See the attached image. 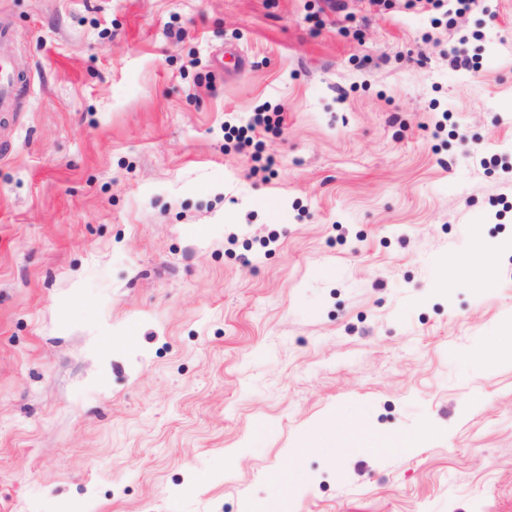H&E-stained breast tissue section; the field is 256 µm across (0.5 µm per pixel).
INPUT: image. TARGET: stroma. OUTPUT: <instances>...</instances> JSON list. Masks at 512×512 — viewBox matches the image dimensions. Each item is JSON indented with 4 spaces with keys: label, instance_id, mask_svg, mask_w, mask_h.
<instances>
[{
    "label": "stroma",
    "instance_id": "stroma-1",
    "mask_svg": "<svg viewBox=\"0 0 512 512\" xmlns=\"http://www.w3.org/2000/svg\"><path fill=\"white\" fill-rule=\"evenodd\" d=\"M346 3L0 0V512H512V0ZM11 40V31L7 24L0 21V111H6L18 89V76L10 61L3 56L5 46ZM3 52L1 53V48ZM270 129L271 119L269 118V115H266L265 111L254 112L246 128V134L250 133L251 135H243L245 130L242 129L241 135L238 136L239 147L243 148L245 146L251 145L254 139L262 136L264 133L269 132ZM243 136L245 137L243 138Z\"/></svg>",
    "mask_w": 512,
    "mask_h": 512
}]
</instances>
